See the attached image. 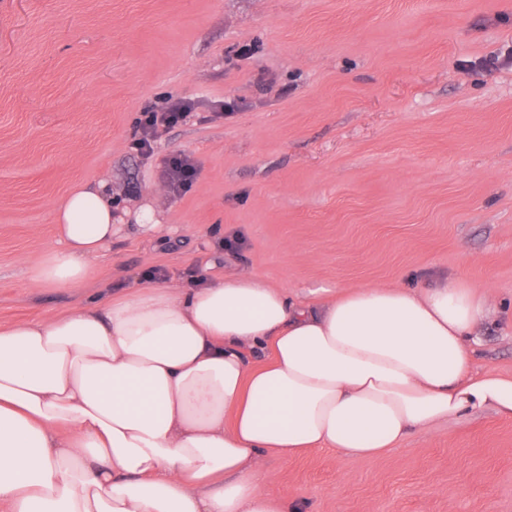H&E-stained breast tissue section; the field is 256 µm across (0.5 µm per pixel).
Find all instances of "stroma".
<instances>
[{"label":"stroma","instance_id":"obj_1","mask_svg":"<svg viewBox=\"0 0 512 512\" xmlns=\"http://www.w3.org/2000/svg\"><path fill=\"white\" fill-rule=\"evenodd\" d=\"M511 53L512 0H0V327L156 267L315 301L450 278L486 300L471 366L512 375ZM171 96L187 118L131 151ZM179 153L198 175L176 195L158 171ZM102 181L124 223L148 207L165 230L113 238L84 287L32 284L55 207ZM267 464L268 493L309 512H512V420L490 410L375 459Z\"/></svg>","mask_w":512,"mask_h":512}]
</instances>
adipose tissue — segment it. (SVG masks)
<instances>
[{"label":"adipose tissue","instance_id":"obj_1","mask_svg":"<svg viewBox=\"0 0 512 512\" xmlns=\"http://www.w3.org/2000/svg\"><path fill=\"white\" fill-rule=\"evenodd\" d=\"M28 279L83 286L122 225L106 184L68 194ZM483 298L444 280L289 298L253 275L152 283L0 328V512H298L269 453L374 459L483 410L512 376L473 369Z\"/></svg>","mask_w":512,"mask_h":512}]
</instances>
